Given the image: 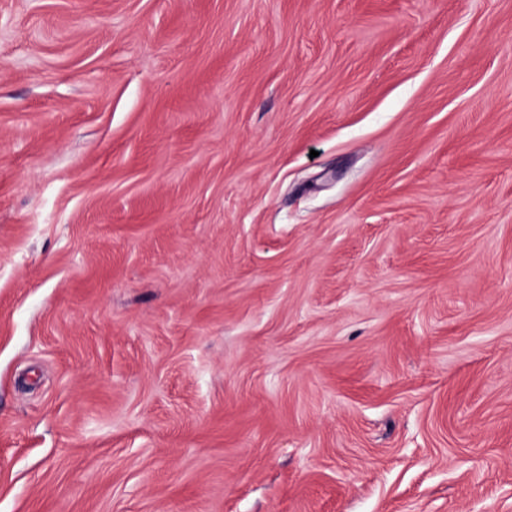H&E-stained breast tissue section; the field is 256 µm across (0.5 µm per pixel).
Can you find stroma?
Returning a JSON list of instances; mask_svg holds the SVG:
<instances>
[{"instance_id": "1", "label": "stroma", "mask_w": 512, "mask_h": 512, "mask_svg": "<svg viewBox=\"0 0 512 512\" xmlns=\"http://www.w3.org/2000/svg\"><path fill=\"white\" fill-rule=\"evenodd\" d=\"M0 512H512V0H0Z\"/></svg>"}]
</instances>
